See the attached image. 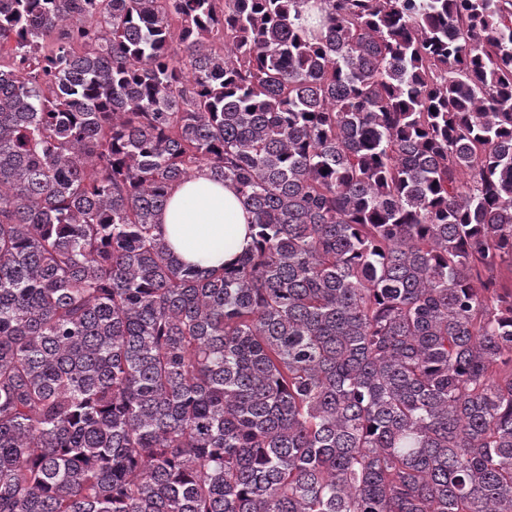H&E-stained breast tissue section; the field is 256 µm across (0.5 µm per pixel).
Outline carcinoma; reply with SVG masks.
I'll list each match as a JSON object with an SVG mask.
<instances>
[{"instance_id": "carcinoma-1", "label": "carcinoma", "mask_w": 512, "mask_h": 512, "mask_svg": "<svg viewBox=\"0 0 512 512\" xmlns=\"http://www.w3.org/2000/svg\"><path fill=\"white\" fill-rule=\"evenodd\" d=\"M0 512H512V0H0ZM250 221L233 185L204 177L179 183L159 218L173 254L200 269L222 266L249 248Z\"/></svg>"}]
</instances>
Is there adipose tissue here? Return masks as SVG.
I'll use <instances>...</instances> for the list:
<instances>
[{"mask_svg": "<svg viewBox=\"0 0 512 512\" xmlns=\"http://www.w3.org/2000/svg\"><path fill=\"white\" fill-rule=\"evenodd\" d=\"M250 221L233 185L203 177L179 183L159 218L173 254L202 269L222 266L249 248Z\"/></svg>", "mask_w": 512, "mask_h": 512, "instance_id": "adipose-tissue-1", "label": "adipose tissue"}]
</instances>
